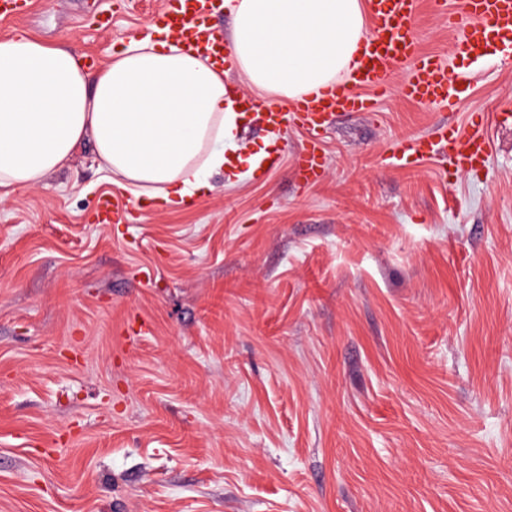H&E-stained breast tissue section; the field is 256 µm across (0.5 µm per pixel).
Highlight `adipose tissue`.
Wrapping results in <instances>:
<instances>
[{
	"label": "adipose tissue",
	"instance_id": "1",
	"mask_svg": "<svg viewBox=\"0 0 512 512\" xmlns=\"http://www.w3.org/2000/svg\"><path fill=\"white\" fill-rule=\"evenodd\" d=\"M224 10L227 68L158 27L94 71L76 51L26 34L0 40V200L65 165L89 137L112 182L190 208L209 174L232 185L268 155L263 145L241 151L245 114L226 70L259 98L293 103L346 79L369 35L364 0H224Z\"/></svg>",
	"mask_w": 512,
	"mask_h": 512
}]
</instances>
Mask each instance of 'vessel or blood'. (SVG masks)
Masks as SVG:
<instances>
[{"label": "vessel or blood", "mask_w": 512, "mask_h": 512, "mask_svg": "<svg viewBox=\"0 0 512 512\" xmlns=\"http://www.w3.org/2000/svg\"><path fill=\"white\" fill-rule=\"evenodd\" d=\"M373 25L372 36L363 44L358 67L330 90L309 95L289 110L269 109L273 128L293 126L305 131L308 140L295 158V167L305 182L319 180L326 168V155L317 134L329 118L341 112H369L373 100L388 92L393 76H400V94L409 100L451 106L463 90V77L451 72L446 60L423 52L415 34L417 0H366ZM216 0H164L154 21L172 37L195 42L203 54L221 60L231 54V45L214 36L209 21ZM435 8L447 12L458 28L454 54L472 61L512 49V0H435ZM491 142L485 132V117L470 120V129L460 132L447 124L430 133L398 141L390 150L393 166H406L442 157L459 171L477 170Z\"/></svg>", "instance_id": "vessel-or-blood-1"}]
</instances>
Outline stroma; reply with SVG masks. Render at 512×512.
I'll return each instance as SVG.
<instances>
[{
    "label": "stroma",
    "mask_w": 512,
    "mask_h": 512,
    "mask_svg": "<svg viewBox=\"0 0 512 512\" xmlns=\"http://www.w3.org/2000/svg\"><path fill=\"white\" fill-rule=\"evenodd\" d=\"M162 0H32L0 19L95 66ZM458 106L390 90L321 130L323 178L221 174L173 212L92 142L0 201V512H512V55L453 56ZM488 115L475 174L393 167L399 139ZM131 210L101 224L100 199Z\"/></svg>",
    "instance_id": "35a3bbf8"
}]
</instances>
